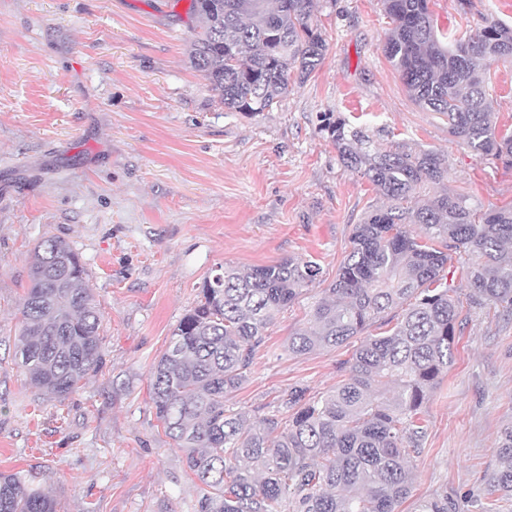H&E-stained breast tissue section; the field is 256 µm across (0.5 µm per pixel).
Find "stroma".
I'll list each match as a JSON object with an SVG mask.
<instances>
[{
  "instance_id": "stroma-1",
  "label": "stroma",
  "mask_w": 512,
  "mask_h": 512,
  "mask_svg": "<svg viewBox=\"0 0 512 512\" xmlns=\"http://www.w3.org/2000/svg\"><path fill=\"white\" fill-rule=\"evenodd\" d=\"M190 0H0V473L31 471L57 512H197L203 494L156 418L149 377L217 266L288 257L320 281L266 329L246 382L225 398L253 417L293 387H335L355 344L291 356L289 336L335 279L353 224L384 205L320 133L344 117L384 147L433 150L443 186L483 208L512 204V165L482 159L424 111L382 50L378 0H319L326 52L287 96L251 117L224 108L190 62ZM441 30L512 0H430ZM497 132L512 133V64L488 63ZM81 255L103 314V359L66 400L33 388L15 360L29 257L43 236ZM425 449L399 512L445 489L480 492L512 424V316L477 312L426 405Z\"/></svg>"
}]
</instances>
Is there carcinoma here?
I'll list each match as a JSON object with an SVG mask.
<instances>
[{"instance_id":"carcinoma-1","label":"carcinoma","mask_w":512,"mask_h":512,"mask_svg":"<svg viewBox=\"0 0 512 512\" xmlns=\"http://www.w3.org/2000/svg\"><path fill=\"white\" fill-rule=\"evenodd\" d=\"M392 27L384 52L416 103L447 120L448 133L480 158L512 164V135L497 133L481 62L512 61V26L490 16L460 36L436 27L429 0H380ZM316 0H191L200 31L191 63L231 112H263L288 94L291 72L308 77L326 44L311 26ZM340 158L371 181L387 204L353 225L336 280L311 306L309 325L288 337L291 355L336 348L379 321L340 364L343 379L320 396L292 387L279 406L251 420L224 397L250 372L265 331L317 279L318 264L290 257L205 279L197 305L173 330L150 375V399L165 434L204 485L198 512H397L424 450L425 404L453 363L471 313H512V207L485 212L453 192L421 204L445 161L433 151L376 146L338 117L323 124ZM420 226L414 237L408 226ZM466 268L461 301L445 274ZM398 318L389 314L402 305ZM16 343L29 383L59 400L76 393L103 358L102 314L81 256L46 236L29 261ZM21 472L0 473V512H56L55 501ZM512 496V425L501 433L483 498ZM416 512H462L437 491Z\"/></svg>"}]
</instances>
